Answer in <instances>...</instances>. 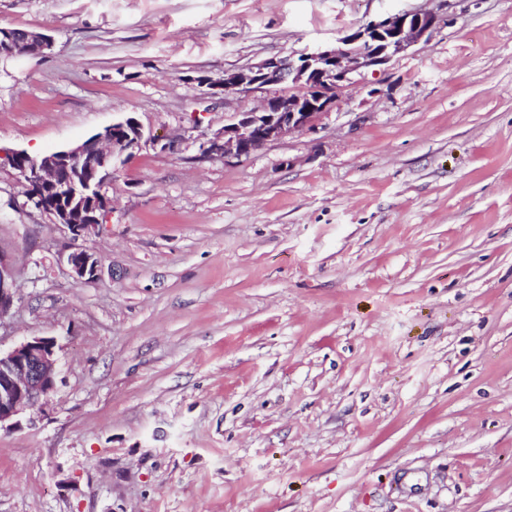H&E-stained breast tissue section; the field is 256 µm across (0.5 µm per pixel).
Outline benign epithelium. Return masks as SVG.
I'll return each mask as SVG.
<instances>
[{
    "mask_svg": "<svg viewBox=\"0 0 512 512\" xmlns=\"http://www.w3.org/2000/svg\"><path fill=\"white\" fill-rule=\"evenodd\" d=\"M447 23L446 16L426 9L406 10L370 20L341 37L336 45H318L298 58H270L236 71L224 72L218 81L201 77L213 94L258 92L289 84L293 94H277L249 112H235L223 131L200 143V156L209 159L248 157L266 143L302 131H312L316 121L352 86V76L383 68L414 46L429 42ZM53 46L51 36L30 32L11 44L9 55L38 57ZM158 140L145 136L133 117L115 122L83 142L47 155L24 150L8 159L26 187L25 205L65 226L71 239L87 237L101 218L84 212L88 199L103 198V188L126 156ZM76 283L97 279L98 258L79 247L66 255ZM13 305L12 284L0 260V319ZM59 373L55 341L34 337L6 354L0 353V430L19 426L18 417L40 404L55 390Z\"/></svg>",
    "mask_w": 512,
    "mask_h": 512,
    "instance_id": "1",
    "label": "benign epithelium"
}]
</instances>
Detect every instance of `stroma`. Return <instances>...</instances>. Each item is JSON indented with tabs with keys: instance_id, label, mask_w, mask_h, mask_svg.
Here are the masks:
<instances>
[{
	"instance_id": "35a3bbf8",
	"label": "stroma",
	"mask_w": 512,
	"mask_h": 512,
	"mask_svg": "<svg viewBox=\"0 0 512 512\" xmlns=\"http://www.w3.org/2000/svg\"><path fill=\"white\" fill-rule=\"evenodd\" d=\"M449 25L250 157L198 145L258 92L198 76L390 13ZM0 349L55 338L0 431V512H512V0H0ZM136 117L158 146L72 240L10 152ZM100 261L75 283L72 247ZM53 46V39L50 35L40 33H27V36L11 44L7 55L43 56Z\"/></svg>"
}]
</instances>
